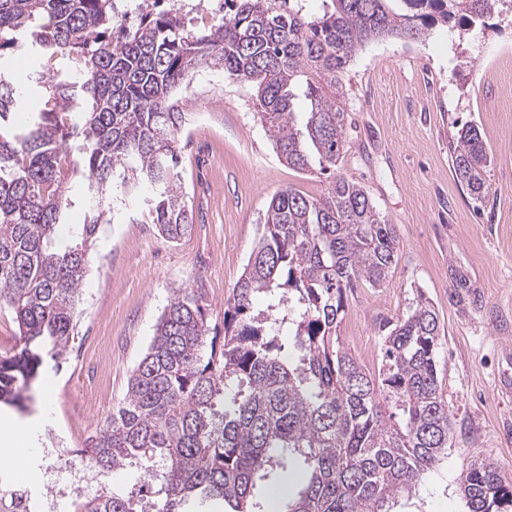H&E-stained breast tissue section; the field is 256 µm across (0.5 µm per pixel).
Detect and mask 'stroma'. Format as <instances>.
I'll list each match as a JSON object with an SVG mask.
<instances>
[{
	"mask_svg": "<svg viewBox=\"0 0 512 512\" xmlns=\"http://www.w3.org/2000/svg\"><path fill=\"white\" fill-rule=\"evenodd\" d=\"M256 95L254 84L213 69L191 72L178 93L189 115L179 178L194 213L190 235L163 241L141 196L113 190L65 363L56 366L44 345L28 412L0 408V453L15 426H29L22 484L38 512H50L47 487L84 468L78 448L123 400L173 292L204 289L208 321L223 332L224 304L271 198L288 189L321 197L337 174L365 186L399 237L387 282L347 293L339 329L347 350L377 369L383 324L402 317L419 290L445 327L440 377L453 443L401 512H468L458 482L478 458L512 482V395L501 386L512 377V357L501 352L512 341V20L487 19L460 41L438 26L422 43L386 39L359 50L345 76L349 125L332 174L279 159ZM467 123L492 156V191L480 202L453 177L450 145Z\"/></svg>",
	"mask_w": 512,
	"mask_h": 512,
	"instance_id": "obj_1",
	"label": "stroma"
}]
</instances>
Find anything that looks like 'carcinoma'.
Returning a JSON list of instances; mask_svg holds the SVG:
<instances>
[{
	"label": "carcinoma",
	"instance_id": "cac0c4a2",
	"mask_svg": "<svg viewBox=\"0 0 512 512\" xmlns=\"http://www.w3.org/2000/svg\"><path fill=\"white\" fill-rule=\"evenodd\" d=\"M231 2L233 16L196 33L172 8L128 26L115 0H0V308L17 324L15 348L0 356V405L24 407L45 341L55 360L66 354L115 183L153 189L149 215L165 241L192 231L177 172L186 118L176 92L188 73L220 69L255 83L279 158L326 172L346 142L343 76L359 49L385 37L418 40L439 22L453 32L458 18L474 27L501 0H403V13L390 0H324L313 17L282 9L287 0ZM22 33L35 45L25 85L8 53ZM300 82L308 101L301 121L293 103ZM34 89L42 108L21 122L16 114ZM490 164L476 126L459 129L452 168L477 201L488 194ZM79 168L89 180L88 215L59 250L55 233ZM397 248L395 225L357 181L339 176L318 199L291 190L273 197L225 303L221 348L207 345L203 289L174 291L125 397L79 450L97 472L140 465L142 484L78 496L72 512H145L147 504L207 512L218 501L224 512H263L258 483L290 469L298 483L282 512H392L398 497L412 496L448 454L444 327L417 293L405 316L383 325L375 372L339 336L347 289L382 286ZM260 294L270 302L255 314ZM459 492L468 512H512V483L490 459L466 466ZM0 512H31L25 492L0 495Z\"/></svg>",
	"mask_w": 512,
	"mask_h": 512
}]
</instances>
